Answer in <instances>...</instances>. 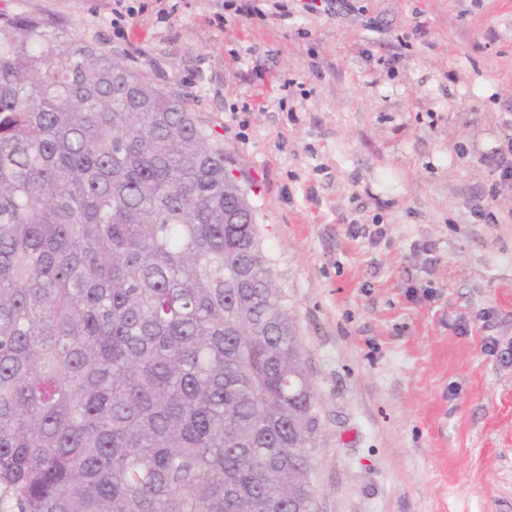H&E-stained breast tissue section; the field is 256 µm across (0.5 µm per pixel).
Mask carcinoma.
Listing matches in <instances>:
<instances>
[{
	"label": "carcinoma",
	"mask_w": 512,
	"mask_h": 512,
	"mask_svg": "<svg viewBox=\"0 0 512 512\" xmlns=\"http://www.w3.org/2000/svg\"><path fill=\"white\" fill-rule=\"evenodd\" d=\"M316 434L216 133L102 48L0 13V512H319Z\"/></svg>",
	"instance_id": "1"
}]
</instances>
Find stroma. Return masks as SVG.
<instances>
[{"label":"stroma","mask_w":512,"mask_h":512,"mask_svg":"<svg viewBox=\"0 0 512 512\" xmlns=\"http://www.w3.org/2000/svg\"><path fill=\"white\" fill-rule=\"evenodd\" d=\"M350 2L221 25L224 0H126L120 39L112 0L0 13L180 93L253 185L317 395L319 512H512V366L482 349L512 339V185L484 161L512 118V0ZM375 220L380 243L349 235Z\"/></svg>","instance_id":"stroma-1"}]
</instances>
